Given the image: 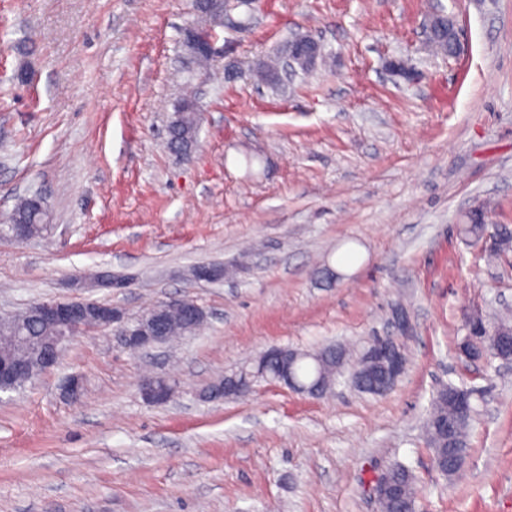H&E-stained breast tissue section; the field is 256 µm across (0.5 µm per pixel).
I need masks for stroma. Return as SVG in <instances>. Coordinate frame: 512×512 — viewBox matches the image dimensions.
I'll return each mask as SVG.
<instances>
[{"label":"stroma","mask_w":512,"mask_h":512,"mask_svg":"<svg viewBox=\"0 0 512 512\" xmlns=\"http://www.w3.org/2000/svg\"><path fill=\"white\" fill-rule=\"evenodd\" d=\"M451 17L455 55L425 25ZM193 0H0V216L40 196L41 236L0 241V313L83 295L137 317L190 299L195 335L143 353L111 329L76 337L24 389L0 393V512H378L375 479L413 472L419 512H512V364L470 363L473 313L512 307V255L458 231L473 209L512 227V0H227L223 62L190 75ZM323 53L285 90L228 83L291 34ZM404 58L408 82L387 64ZM192 85L185 155L164 146ZM223 264L218 282L199 264ZM131 277L117 291L86 274ZM409 318L407 366L375 396L315 399L263 380L204 401L272 347L350 351ZM152 372L173 398L139 390ZM83 381L80 401L61 395ZM473 392L468 454L448 478L425 422L443 385Z\"/></svg>","instance_id":"35a3bbf8"}]
</instances>
